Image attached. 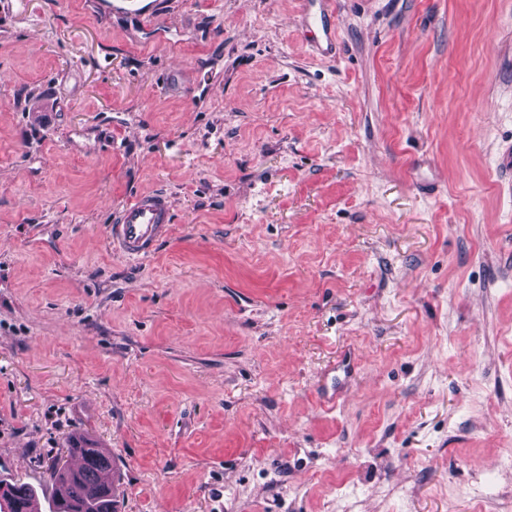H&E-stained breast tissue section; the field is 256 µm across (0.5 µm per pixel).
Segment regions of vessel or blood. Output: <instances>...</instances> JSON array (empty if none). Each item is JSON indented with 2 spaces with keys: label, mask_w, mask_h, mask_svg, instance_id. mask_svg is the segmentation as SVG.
<instances>
[{
  "label": "vessel or blood",
  "mask_w": 512,
  "mask_h": 512,
  "mask_svg": "<svg viewBox=\"0 0 512 512\" xmlns=\"http://www.w3.org/2000/svg\"><path fill=\"white\" fill-rule=\"evenodd\" d=\"M166 0H105V12L126 13L153 20ZM172 229V208L165 192L139 193L112 212L107 236L113 249L132 260L152 257Z\"/></svg>",
  "instance_id": "obj_1"
}]
</instances>
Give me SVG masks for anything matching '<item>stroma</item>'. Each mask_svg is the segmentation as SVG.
<instances>
[{
	"label": "stroma",
	"mask_w": 512,
	"mask_h": 512,
	"mask_svg": "<svg viewBox=\"0 0 512 512\" xmlns=\"http://www.w3.org/2000/svg\"><path fill=\"white\" fill-rule=\"evenodd\" d=\"M334 8L325 58L303 0H0V480L81 435L118 512H512V0ZM104 11L126 13L151 21L168 7L164 0H105ZM172 229V208L163 191L135 194L112 211L107 236L112 249L128 259L152 257Z\"/></svg>",
	"instance_id": "1"
}]
</instances>
